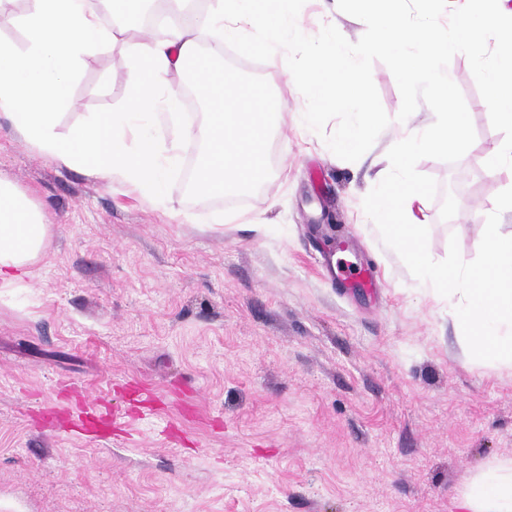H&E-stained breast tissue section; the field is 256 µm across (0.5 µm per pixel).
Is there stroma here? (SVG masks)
<instances>
[{
    "label": "stroma",
    "instance_id": "stroma-1",
    "mask_svg": "<svg viewBox=\"0 0 512 512\" xmlns=\"http://www.w3.org/2000/svg\"><path fill=\"white\" fill-rule=\"evenodd\" d=\"M301 17L314 33L340 23L352 42L365 31L337 0H306ZM163 36L129 27L86 57L58 133L119 105L127 47ZM235 65L282 102L271 175L236 201L188 198L195 138L157 207L43 158L0 112V177L52 226L17 287L0 289V512H464L477 476L512 461V368L470 356L447 298L419 287L362 206L404 125L432 110L397 121V83L374 62L390 123L347 162L305 126L278 62ZM447 70L476 139L458 162H418L438 183L418 218L434 260L454 235L470 261L512 170L485 167L504 135L466 56ZM347 237L379 271L374 295L327 273V240ZM68 384L112 414L101 435L42 420L43 404L67 406Z\"/></svg>",
    "mask_w": 512,
    "mask_h": 512
}]
</instances>
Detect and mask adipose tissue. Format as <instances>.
<instances>
[{"mask_svg":"<svg viewBox=\"0 0 512 512\" xmlns=\"http://www.w3.org/2000/svg\"><path fill=\"white\" fill-rule=\"evenodd\" d=\"M51 227L36 204L0 178V288L14 287L18 271L42 254ZM467 512H512V468H499L472 485Z\"/></svg>","mask_w":512,"mask_h":512,"instance_id":"1","label":"adipose tissue"}]
</instances>
